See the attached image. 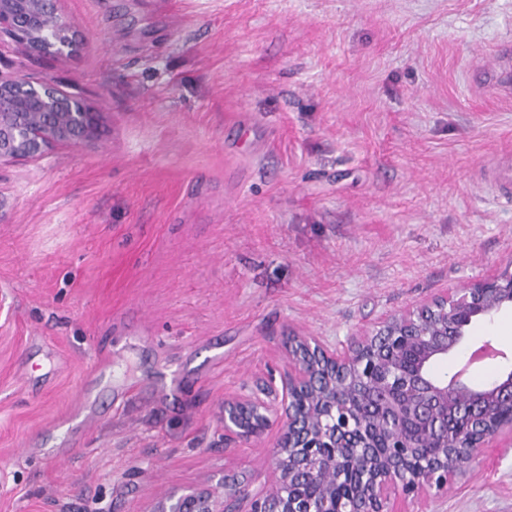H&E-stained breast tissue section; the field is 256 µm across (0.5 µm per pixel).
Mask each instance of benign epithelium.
<instances>
[{
  "label": "benign epithelium",
  "mask_w": 512,
  "mask_h": 512,
  "mask_svg": "<svg viewBox=\"0 0 512 512\" xmlns=\"http://www.w3.org/2000/svg\"><path fill=\"white\" fill-rule=\"evenodd\" d=\"M52 16L54 25L44 19ZM0 32L37 54L63 56L80 46L57 17L53 0H0ZM24 112L67 113L79 134L64 124H20ZM99 115L54 82L0 77V160L24 159L60 143L92 136ZM512 309V263L493 276L387 315L338 349L317 336L292 334L285 342L280 378L224 400V436L249 440L277 427L270 488L249 512H387L390 502L423 499L442 490L484 459L492 440L512 443V371L486 385L463 373L448 381L437 371L481 319ZM388 380L370 393L375 427L354 408L356 372L377 344ZM346 461L369 479L366 492L336 494ZM151 512H224V497L203 488L170 493Z\"/></svg>",
  "instance_id": "7a95c632"
}]
</instances>
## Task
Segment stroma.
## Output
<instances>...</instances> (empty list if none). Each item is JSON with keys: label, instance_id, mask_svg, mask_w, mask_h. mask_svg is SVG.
I'll list each match as a JSON object with an SVG mask.
<instances>
[{"label": "stroma", "instance_id": "obj_1", "mask_svg": "<svg viewBox=\"0 0 512 512\" xmlns=\"http://www.w3.org/2000/svg\"><path fill=\"white\" fill-rule=\"evenodd\" d=\"M67 56L0 44L97 138L0 163V512H150L253 492L275 429L224 438V401L512 263V0H56ZM512 370V310L475 344ZM468 364V363H467ZM398 512H512V447ZM151 512H224V496L203 488L185 493H169Z\"/></svg>", "mask_w": 512, "mask_h": 512}]
</instances>
